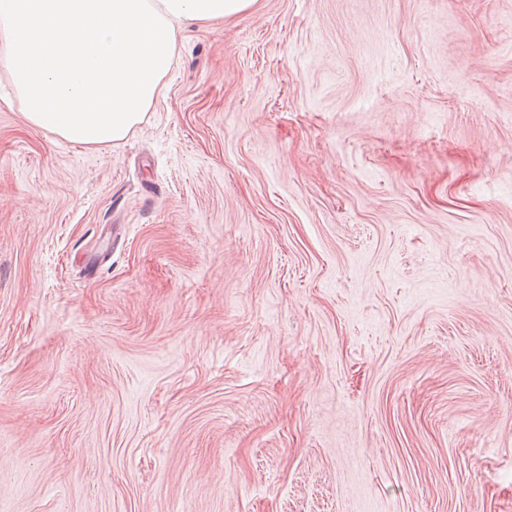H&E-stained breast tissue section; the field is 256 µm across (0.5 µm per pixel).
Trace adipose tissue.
Here are the masks:
<instances>
[{"label": "adipose tissue", "mask_w": 512, "mask_h": 512, "mask_svg": "<svg viewBox=\"0 0 512 512\" xmlns=\"http://www.w3.org/2000/svg\"><path fill=\"white\" fill-rule=\"evenodd\" d=\"M255 0H0V69L27 121L85 147L123 140L160 96L186 24Z\"/></svg>", "instance_id": "adipose-tissue-1"}]
</instances>
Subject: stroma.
Returning <instances> with one entry per match:
<instances>
[{
	"instance_id": "obj_1",
	"label": "stroma",
	"mask_w": 512,
	"mask_h": 512,
	"mask_svg": "<svg viewBox=\"0 0 512 512\" xmlns=\"http://www.w3.org/2000/svg\"><path fill=\"white\" fill-rule=\"evenodd\" d=\"M122 142L0 70V512H512V0H256Z\"/></svg>"
}]
</instances>
